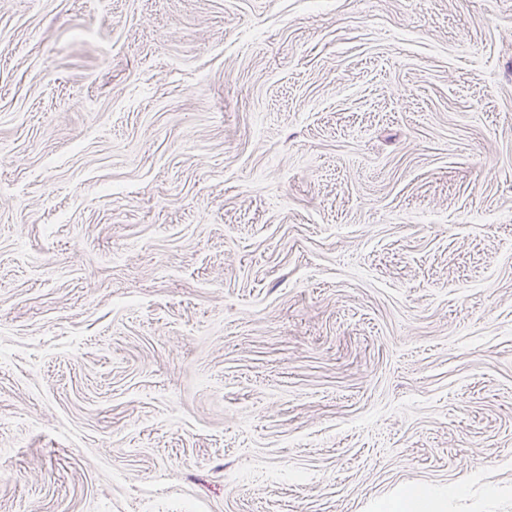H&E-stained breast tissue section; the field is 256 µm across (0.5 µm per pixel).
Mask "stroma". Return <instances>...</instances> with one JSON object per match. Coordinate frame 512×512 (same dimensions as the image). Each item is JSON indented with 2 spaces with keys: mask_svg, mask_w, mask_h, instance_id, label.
<instances>
[{
  "mask_svg": "<svg viewBox=\"0 0 512 512\" xmlns=\"http://www.w3.org/2000/svg\"><path fill=\"white\" fill-rule=\"evenodd\" d=\"M512 512V0H0V512Z\"/></svg>",
  "mask_w": 512,
  "mask_h": 512,
  "instance_id": "stroma-1",
  "label": "stroma"
}]
</instances>
